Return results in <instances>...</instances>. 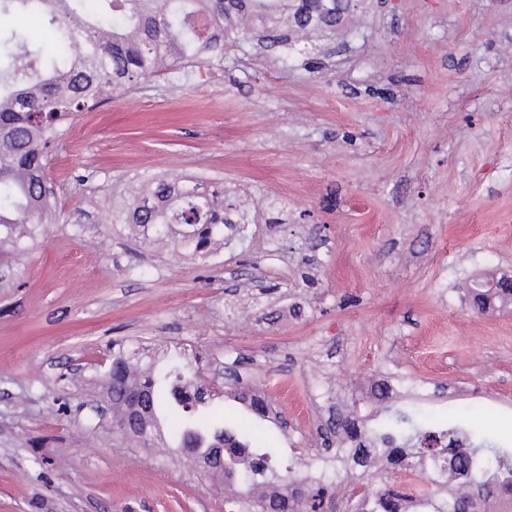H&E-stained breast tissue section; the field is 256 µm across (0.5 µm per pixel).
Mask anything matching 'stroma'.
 Instances as JSON below:
<instances>
[{
	"instance_id": "35a3bbf8",
	"label": "stroma",
	"mask_w": 512,
	"mask_h": 512,
	"mask_svg": "<svg viewBox=\"0 0 512 512\" xmlns=\"http://www.w3.org/2000/svg\"><path fill=\"white\" fill-rule=\"evenodd\" d=\"M49 166L56 223L0 264V512H228L187 457L92 411L116 341L224 370L225 415L265 397L280 470L335 464L332 422H370L388 373L512 446V307L465 295L512 276V0H357L308 55L230 42L109 91ZM163 174L239 191L246 240L138 250L100 199Z\"/></svg>"
}]
</instances>
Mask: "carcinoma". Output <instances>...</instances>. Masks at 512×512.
I'll return each mask as SVG.
<instances>
[{"instance_id":"obj_1","label":"carcinoma","mask_w":512,"mask_h":512,"mask_svg":"<svg viewBox=\"0 0 512 512\" xmlns=\"http://www.w3.org/2000/svg\"><path fill=\"white\" fill-rule=\"evenodd\" d=\"M350 5L336 0H0V14L19 18L40 15L50 43L32 45L14 34L15 49L0 58V262L26 250L46 224L56 221L55 192L46 189L50 152L62 140L67 124L95 108L108 89L129 90L169 66L193 67L224 60L230 35L255 40L274 50L336 30ZM111 220L133 227L139 242L170 248L176 257L202 260L224 240L244 232L249 213L224 185L189 176L152 177L111 209ZM108 387L116 415L137 414L128 436L147 444L157 429L149 411L134 407L133 398L179 416L174 435L194 430L202 451L222 439L228 448L257 443L237 420L198 419L206 384L174 365L156 369L134 354L112 357ZM380 417L363 430L370 447L362 459L401 451L422 463L468 476L464 490L439 491L430 486L415 501L417 512H459L477 499L492 504L512 498V449L498 446L470 420L471 410H452L440 422L424 407L399 408L385 402ZM337 427L342 448L358 438L355 423L344 418ZM211 474L231 487L233 512H318L323 499L335 498V481L327 473L314 485L291 467L279 475L276 495L267 499L260 487L276 474L272 449L258 448L233 475L214 468ZM404 482L382 476L376 484L356 483L346 512H408Z\"/></svg>"}]
</instances>
